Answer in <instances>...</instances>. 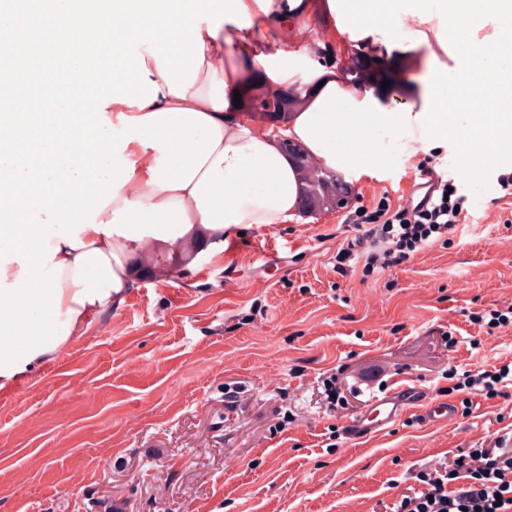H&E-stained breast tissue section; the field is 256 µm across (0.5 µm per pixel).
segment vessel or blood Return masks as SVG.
Segmentation results:
<instances>
[{
  "label": "vessel or blood",
  "instance_id": "b4317fda",
  "mask_svg": "<svg viewBox=\"0 0 512 512\" xmlns=\"http://www.w3.org/2000/svg\"><path fill=\"white\" fill-rule=\"evenodd\" d=\"M415 409L429 421H450L456 415L451 401L435 398L428 389L408 380L371 398L364 413L344 425L343 433L348 440L363 442Z\"/></svg>",
  "mask_w": 512,
  "mask_h": 512
}]
</instances>
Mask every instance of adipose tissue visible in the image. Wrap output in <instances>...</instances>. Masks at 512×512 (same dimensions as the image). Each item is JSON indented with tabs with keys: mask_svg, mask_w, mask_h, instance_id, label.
Wrapping results in <instances>:
<instances>
[{
	"mask_svg": "<svg viewBox=\"0 0 512 512\" xmlns=\"http://www.w3.org/2000/svg\"><path fill=\"white\" fill-rule=\"evenodd\" d=\"M0 0V391L26 380L123 302L161 255L186 265L224 250L254 224H286L301 209V177L281 137L343 172L381 164L355 139L394 131L461 150L464 164L512 161V0ZM328 16L341 44L399 56L436 37L450 61L421 104L394 109L374 90L289 46L288 28ZM419 26L397 40L401 16ZM436 25L427 35V25ZM110 51L94 106L76 63ZM307 60L306 106L278 129L249 122L234 94L247 77L289 86ZM497 100L479 108L474 77ZM453 99L455 112L435 100ZM121 136L109 151L105 127Z\"/></svg>",
	"mask_w": 512,
	"mask_h": 512,
	"instance_id": "ef3b65f1",
	"label": "adipose tissue"
}]
</instances>
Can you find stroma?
Segmentation results:
<instances>
[{
	"label": "stroma",
	"instance_id": "35a3bbf8",
	"mask_svg": "<svg viewBox=\"0 0 512 512\" xmlns=\"http://www.w3.org/2000/svg\"><path fill=\"white\" fill-rule=\"evenodd\" d=\"M425 68L373 63L392 108L419 101ZM409 138L374 144L385 163L351 179L353 207L405 203L420 166L466 198L468 219L406 262L342 270L346 212L246 228L230 258L142 277L53 362L0 394V512H384L451 464L512 439V384L489 396L464 372L512 364V199L496 165L466 169ZM411 379L453 400L452 422L403 417L368 442L342 427L364 412L359 379ZM341 395L328 408L321 381Z\"/></svg>",
	"mask_w": 512,
	"mask_h": 512
}]
</instances>
